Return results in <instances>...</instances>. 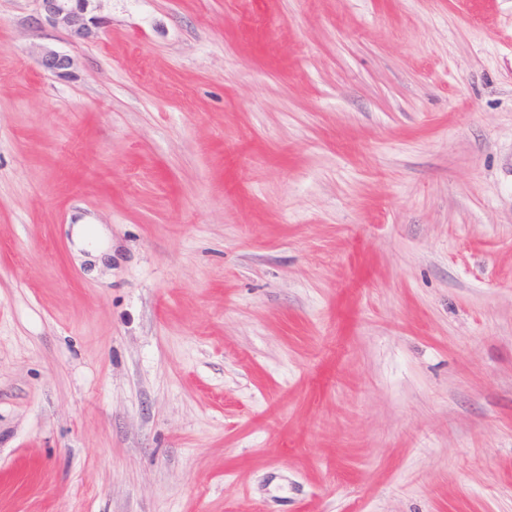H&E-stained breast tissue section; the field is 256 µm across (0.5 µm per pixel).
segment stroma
I'll return each mask as SVG.
<instances>
[{
    "mask_svg": "<svg viewBox=\"0 0 512 512\" xmlns=\"http://www.w3.org/2000/svg\"><path fill=\"white\" fill-rule=\"evenodd\" d=\"M98 14L0 0V512H512V0ZM45 20L54 28L67 31L76 39H88L99 28V17L93 12L98 9L94 2L102 0H36ZM39 63L44 71L57 77H65L73 66V59L68 54L44 47L39 53Z\"/></svg>",
    "mask_w": 512,
    "mask_h": 512,
    "instance_id": "obj_1",
    "label": "stroma"
}]
</instances>
